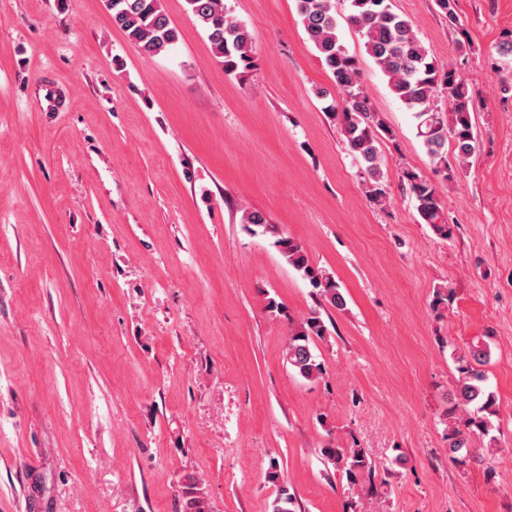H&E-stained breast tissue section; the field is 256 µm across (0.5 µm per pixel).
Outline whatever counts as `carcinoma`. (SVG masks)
<instances>
[{
  "mask_svg": "<svg viewBox=\"0 0 512 512\" xmlns=\"http://www.w3.org/2000/svg\"><path fill=\"white\" fill-rule=\"evenodd\" d=\"M188 10L204 29L215 56L228 75H241L253 67L252 35L246 24L236 19L225 0H186ZM297 11L308 39L343 94L333 113L352 156L365 171V195L369 202L384 206L390 201L387 180L381 169L378 141L386 132L362 87V74L354 57L339 42L336 0H296ZM347 24L363 40L365 52L383 75L392 95L413 112L417 137L430 161L446 174L448 146H453L456 163L468 162L479 149L472 121L477 105L468 85L453 65L439 66L415 34L412 24L392 11L389 0H350ZM112 20L127 41L145 58L170 50L179 40L177 29L163 11L161 0H107ZM448 97L450 110H437V101ZM402 182L415 201L423 223L442 239L452 236L448 216L434 182L407 168ZM239 223L252 236H269L272 245L289 266L317 290L331 307L346 305L335 277L313 266L304 248L280 234L260 211L244 208ZM329 333L321 309H313L301 321L289 323L285 359L300 377L315 381L323 375V364L313 352L316 341ZM457 371L454 398L448 407V451L451 461L460 464L471 456L473 438L492 443L491 417L496 415V398L490 391L483 366L489 361L487 345L473 343L453 354ZM327 463L354 482L372 465L359 449L324 448ZM187 512H210L207 500L195 483L185 488Z\"/></svg>",
  "mask_w": 512,
  "mask_h": 512,
  "instance_id": "carcinoma-1",
  "label": "carcinoma"
}]
</instances>
